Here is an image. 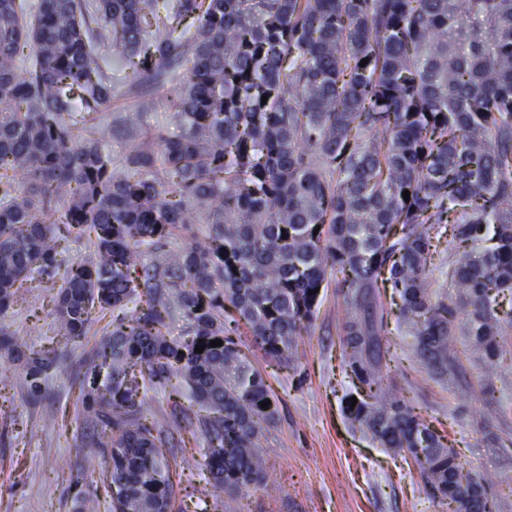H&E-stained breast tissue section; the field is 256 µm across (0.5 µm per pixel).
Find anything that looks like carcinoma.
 <instances>
[{"label": "carcinoma", "mask_w": 512, "mask_h": 512, "mask_svg": "<svg viewBox=\"0 0 512 512\" xmlns=\"http://www.w3.org/2000/svg\"><path fill=\"white\" fill-rule=\"evenodd\" d=\"M114 67L169 87L180 128H157L118 165L98 123L120 94ZM449 225L452 299L428 284ZM489 228L496 245L477 249ZM91 235L95 256L64 263L61 242ZM337 276L348 419L439 503L475 484L470 512H492L483 483L384 381L394 313L438 380L463 367L460 312L470 352L502 355L512 0H0V353L37 396L53 358L20 341L8 312L48 292L56 335L73 343L93 313L114 312L80 382L112 512H174L164 449L190 415L145 409L173 377L201 411L214 488L265 481L258 448L276 401L234 335L243 326L290 362L316 289Z\"/></svg>", "instance_id": "obj_1"}]
</instances>
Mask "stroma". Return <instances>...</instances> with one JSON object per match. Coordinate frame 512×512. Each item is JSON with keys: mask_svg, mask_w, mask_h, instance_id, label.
Wrapping results in <instances>:
<instances>
[{"mask_svg": "<svg viewBox=\"0 0 512 512\" xmlns=\"http://www.w3.org/2000/svg\"><path fill=\"white\" fill-rule=\"evenodd\" d=\"M112 79L123 90L104 120L112 135L104 152L121 157L155 127L178 134L160 95L130 70ZM311 335L290 363L270 360L244 337L245 352L263 375L277 413L262 440L267 480L242 488L233 512H450L434 500L413 467L396 451L377 447L343 412L350 384L341 370L342 296L322 289ZM54 303L43 296L16 307L6 322L27 345L53 353L44 392L29 397L21 367L0 356V512H76L75 495L96 493L99 512H111L100 459H87V424L76 381L111 314L95 315L82 342L53 333ZM388 380L457 453L465 471L484 482L493 512H512V326L504 325L499 360L463 363L468 387L451 393L422 366L404 331L392 330ZM206 441L177 433L167 454L177 462V504L183 512H216L220 493L200 466Z\"/></svg>", "mask_w": 512, "mask_h": 512, "instance_id": "obj_1", "label": "stroma"}]
</instances>
